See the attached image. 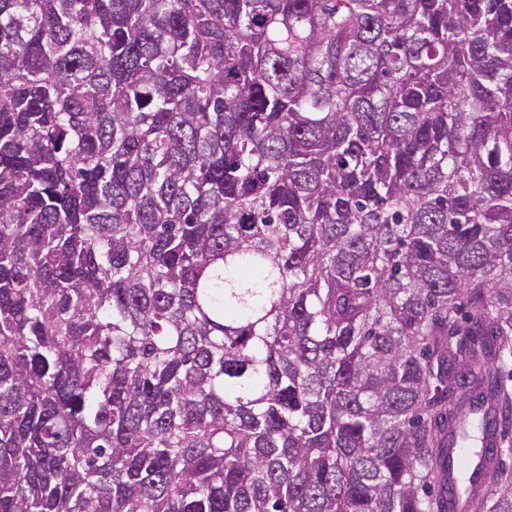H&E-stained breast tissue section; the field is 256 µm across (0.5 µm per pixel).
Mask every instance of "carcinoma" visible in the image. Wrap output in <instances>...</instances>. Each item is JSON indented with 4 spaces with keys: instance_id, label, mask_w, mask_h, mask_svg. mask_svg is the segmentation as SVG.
Returning a JSON list of instances; mask_svg holds the SVG:
<instances>
[{
    "instance_id": "cac0c4a2",
    "label": "carcinoma",
    "mask_w": 512,
    "mask_h": 512,
    "mask_svg": "<svg viewBox=\"0 0 512 512\" xmlns=\"http://www.w3.org/2000/svg\"><path fill=\"white\" fill-rule=\"evenodd\" d=\"M512 0H0V512H512Z\"/></svg>"
}]
</instances>
